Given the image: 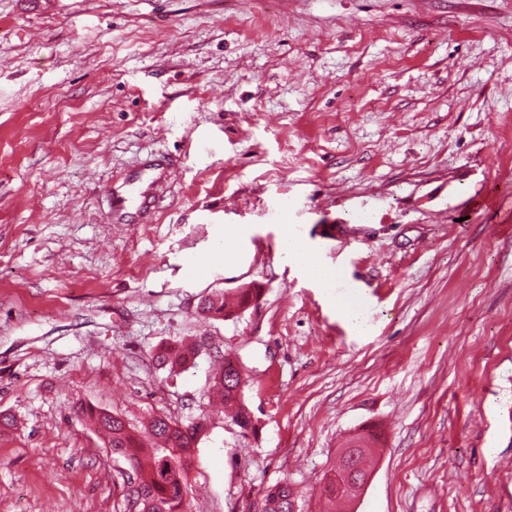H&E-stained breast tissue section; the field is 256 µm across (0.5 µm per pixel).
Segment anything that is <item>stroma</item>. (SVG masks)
<instances>
[{
  "mask_svg": "<svg viewBox=\"0 0 512 512\" xmlns=\"http://www.w3.org/2000/svg\"><path fill=\"white\" fill-rule=\"evenodd\" d=\"M271 3L0 0V512H125L83 406L205 417L186 512L284 481L330 512L368 429L356 512H512V0ZM161 162L115 220L110 189ZM287 226L340 283L283 257ZM184 340L194 365L153 368ZM227 353L248 438L212 390ZM236 303L230 305L224 293H214L202 300L197 306V314L203 320H226L235 315L244 313L256 300L258 291L256 288H240ZM336 308L340 310L343 317L357 334L362 335L367 331L368 326L364 316L363 306L358 297H337ZM356 448H340L339 452L343 453L347 458H349V463L343 471V474L336 478V482L340 483L341 486L345 485L348 490L349 498L351 505H353L356 501H358L362 494L365 492L370 479L371 473L367 476L366 481L364 483H360L357 478V468L352 466V463L356 460L357 454L355 451Z\"/></svg>",
  "mask_w": 512,
  "mask_h": 512,
  "instance_id": "obj_1",
  "label": "stroma"
}]
</instances>
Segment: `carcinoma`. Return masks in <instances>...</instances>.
<instances>
[{
	"instance_id": "carcinoma-1",
	"label": "carcinoma",
	"mask_w": 512,
	"mask_h": 512,
	"mask_svg": "<svg viewBox=\"0 0 512 512\" xmlns=\"http://www.w3.org/2000/svg\"><path fill=\"white\" fill-rule=\"evenodd\" d=\"M255 288H242L237 292L235 304L225 295L215 293L202 300L197 314L204 320H225L244 313L256 300ZM199 349L192 343L181 346H160L152 353V361L159 369L174 372L193 363ZM245 385L238 362L224 356L221 370L214 377V387L224 397V404L234 408L231 423L246 434L255 431L252 415L242 399ZM81 415L88 416L96 430L104 436L112 455L124 460L130 470L129 481L136 491H127L125 500L137 496L138 512H181L187 494L184 459L193 456L196 435L202 425H183L168 417L155 416L145 426L148 447L143 448L124 420L101 408H83ZM296 494L286 482L268 488L260 512H294Z\"/></svg>"
}]
</instances>
